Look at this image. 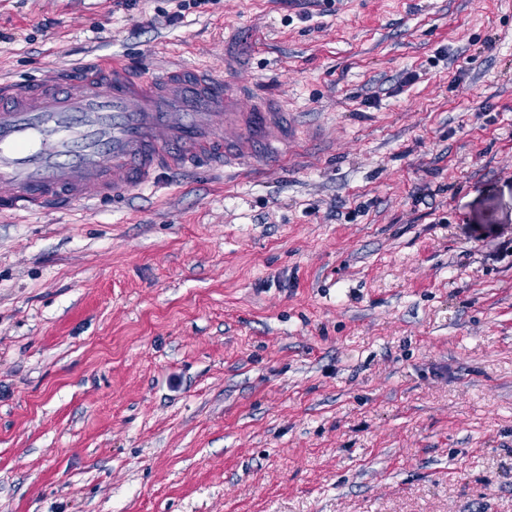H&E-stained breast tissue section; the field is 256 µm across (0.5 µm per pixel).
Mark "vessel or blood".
Masks as SVG:
<instances>
[{
	"label": "vessel or blood",
	"instance_id": "1",
	"mask_svg": "<svg viewBox=\"0 0 512 512\" xmlns=\"http://www.w3.org/2000/svg\"><path fill=\"white\" fill-rule=\"evenodd\" d=\"M209 69L132 73L119 60L0 82V214L126 197L164 172L285 158L298 136L270 100Z\"/></svg>",
	"mask_w": 512,
	"mask_h": 512
}]
</instances>
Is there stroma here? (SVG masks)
I'll return each mask as SVG.
<instances>
[{"instance_id": "stroma-1", "label": "stroma", "mask_w": 512, "mask_h": 512, "mask_svg": "<svg viewBox=\"0 0 512 512\" xmlns=\"http://www.w3.org/2000/svg\"><path fill=\"white\" fill-rule=\"evenodd\" d=\"M172 7L0 0V80L204 66L304 138L0 215V512H512V0Z\"/></svg>"}]
</instances>
